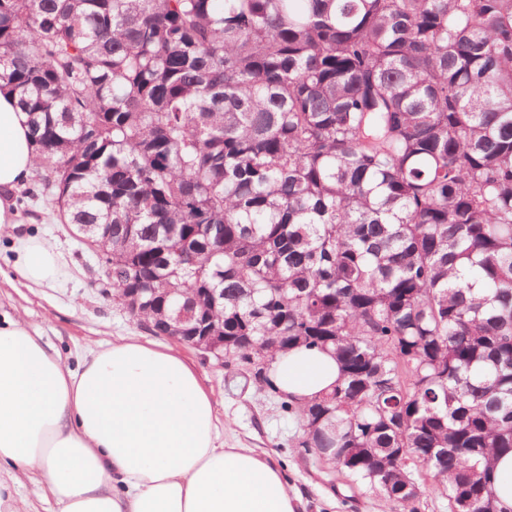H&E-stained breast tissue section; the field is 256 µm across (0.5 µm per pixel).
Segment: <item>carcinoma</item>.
Segmentation results:
<instances>
[{"label": "carcinoma", "mask_w": 512, "mask_h": 512, "mask_svg": "<svg viewBox=\"0 0 512 512\" xmlns=\"http://www.w3.org/2000/svg\"><path fill=\"white\" fill-rule=\"evenodd\" d=\"M17 197L91 226L112 288L224 329L351 496L501 512L512 453V0H0ZM332 349L299 405L276 354ZM495 488L503 512L512 509V456L497 458L494 467ZM423 493L420 504H415L418 507L417 512H448V501L438 488L427 484L423 488Z\"/></svg>", "instance_id": "carcinoma-1"}]
</instances>
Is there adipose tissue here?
<instances>
[{
  "instance_id": "adipose-tissue-1",
  "label": "adipose tissue",
  "mask_w": 512,
  "mask_h": 512,
  "mask_svg": "<svg viewBox=\"0 0 512 512\" xmlns=\"http://www.w3.org/2000/svg\"><path fill=\"white\" fill-rule=\"evenodd\" d=\"M28 115L0 93V227L16 226L15 191L34 166ZM14 267L42 288L68 273L46 242L20 236ZM275 387L303 403L340 376L332 351L278 355ZM212 400L179 356L134 337L63 364L42 336L0 316V512H30L29 473L56 512H300L281 464L219 442Z\"/></svg>"
}]
</instances>
